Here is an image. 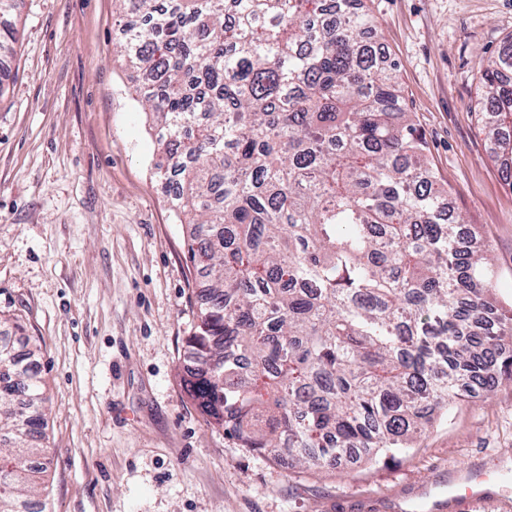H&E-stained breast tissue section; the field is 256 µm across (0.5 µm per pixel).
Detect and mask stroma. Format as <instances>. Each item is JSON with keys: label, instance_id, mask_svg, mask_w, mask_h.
Here are the masks:
<instances>
[{"label": "stroma", "instance_id": "stroma-1", "mask_svg": "<svg viewBox=\"0 0 512 512\" xmlns=\"http://www.w3.org/2000/svg\"><path fill=\"white\" fill-rule=\"evenodd\" d=\"M448 207L491 246L512 304V190L477 116L479 69L512 0H366ZM0 60V331L44 377L47 512H456L488 472L512 512V384L452 402L413 448L326 474L238 447L190 397L197 321L186 227L154 174L156 136L115 50L114 0H23Z\"/></svg>", "mask_w": 512, "mask_h": 512}]
</instances>
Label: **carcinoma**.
I'll list each match as a JSON object with an SVG mask.
<instances>
[{"instance_id":"obj_1","label":"carcinoma","mask_w":512,"mask_h":512,"mask_svg":"<svg viewBox=\"0 0 512 512\" xmlns=\"http://www.w3.org/2000/svg\"><path fill=\"white\" fill-rule=\"evenodd\" d=\"M148 76L156 175L186 225L199 313L184 383L264 457L334 469L412 447L438 411L512 382L490 246L448 211L378 57L365 0H115ZM17 17L0 19L15 49ZM512 186V45L480 69ZM0 512H45V380L0 337Z\"/></svg>"}]
</instances>
